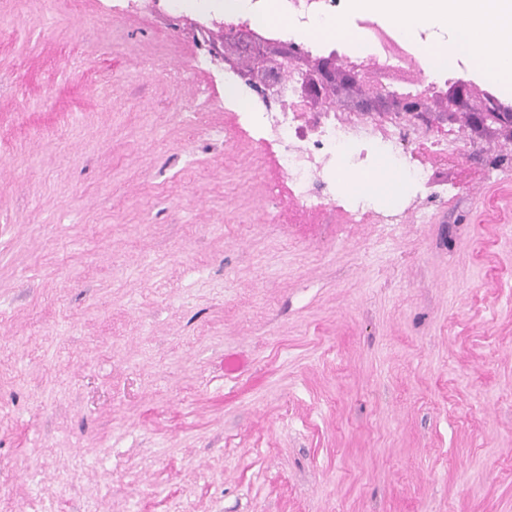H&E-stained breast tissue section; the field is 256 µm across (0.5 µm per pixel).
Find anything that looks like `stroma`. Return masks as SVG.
Wrapping results in <instances>:
<instances>
[{"label": "stroma", "mask_w": 512, "mask_h": 512, "mask_svg": "<svg viewBox=\"0 0 512 512\" xmlns=\"http://www.w3.org/2000/svg\"><path fill=\"white\" fill-rule=\"evenodd\" d=\"M113 2L0 0V512H512L482 73L433 98L464 141L402 223L293 224L275 144L196 60L267 54L262 84L286 44Z\"/></svg>", "instance_id": "obj_1"}]
</instances>
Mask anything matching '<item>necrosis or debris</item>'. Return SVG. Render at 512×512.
Masks as SVG:
<instances>
[{"label":"necrosis or debris","mask_w":512,"mask_h":512,"mask_svg":"<svg viewBox=\"0 0 512 512\" xmlns=\"http://www.w3.org/2000/svg\"><path fill=\"white\" fill-rule=\"evenodd\" d=\"M357 0H153L168 13L194 11L200 24L223 16L225 26H241L265 42H282L309 55L336 57L358 69L376 60L387 69L413 67L422 70V81L393 89V96L419 98L429 86L448 83L468 74L472 62L464 54L449 51L448 63L434 71L424 68L426 45L448 38L447 27L417 22L413 15L375 11L373 26L353 24ZM243 120L272 138L280 147L274 162L288 182L290 195L304 213L333 207L336 194L348 195L347 220L365 224L399 223V197L413 190L425 174V159L445 161L457 152L458 136L443 130L426 138L421 151L408 150L410 129L399 117L368 124L345 117L334 106L307 111L298 98L280 108L253 107ZM388 161L397 175V193L377 206L365 196L352 193L347 177L364 174Z\"/></svg>","instance_id":"necrosis-or-debris-1"}]
</instances>
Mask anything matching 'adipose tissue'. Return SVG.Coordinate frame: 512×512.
<instances>
[{
    "instance_id": "obj_1",
    "label": "adipose tissue",
    "mask_w": 512,
    "mask_h": 512,
    "mask_svg": "<svg viewBox=\"0 0 512 512\" xmlns=\"http://www.w3.org/2000/svg\"><path fill=\"white\" fill-rule=\"evenodd\" d=\"M385 10H416L447 25L455 47L486 75L512 78V0H384Z\"/></svg>"
}]
</instances>
